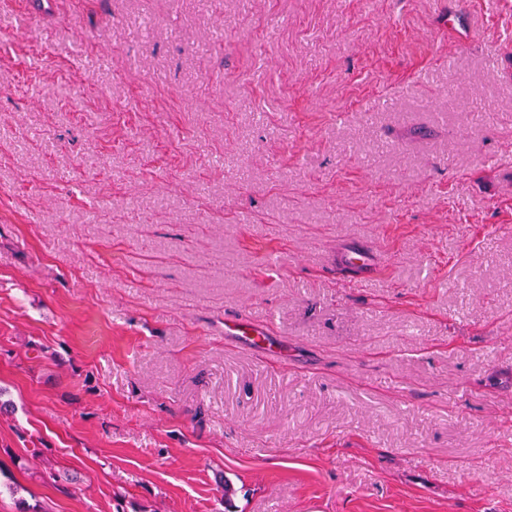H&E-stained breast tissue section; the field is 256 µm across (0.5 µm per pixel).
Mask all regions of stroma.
Segmentation results:
<instances>
[{
  "instance_id": "obj_1",
  "label": "stroma",
  "mask_w": 512,
  "mask_h": 512,
  "mask_svg": "<svg viewBox=\"0 0 512 512\" xmlns=\"http://www.w3.org/2000/svg\"><path fill=\"white\" fill-rule=\"evenodd\" d=\"M0 394V512H512V0H0ZM373 259L366 252L350 249L341 258V268L348 272V277L358 279L369 275L374 269ZM224 334L234 336L246 348L260 349L264 355L277 353L280 345L268 340L264 332L249 323L238 322L232 327L224 324Z\"/></svg>"
}]
</instances>
